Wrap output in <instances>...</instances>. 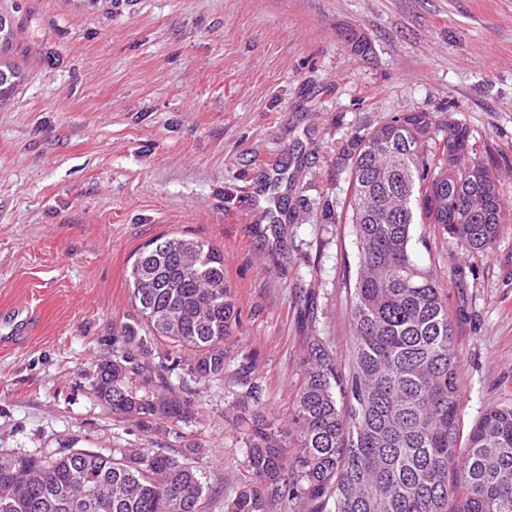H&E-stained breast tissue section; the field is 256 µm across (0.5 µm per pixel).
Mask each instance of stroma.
Segmentation results:
<instances>
[{
    "label": "stroma",
    "mask_w": 512,
    "mask_h": 512,
    "mask_svg": "<svg viewBox=\"0 0 512 512\" xmlns=\"http://www.w3.org/2000/svg\"><path fill=\"white\" fill-rule=\"evenodd\" d=\"M0 15L25 75L0 107V319L15 305L30 318L0 344V449L153 448L92 385L135 313L138 248L204 239L241 318L223 381L172 372L197 410L164 441L199 446L204 512H224L247 466L227 422L239 367L261 385L260 413L284 420L309 341L340 361L353 345L343 148L404 112L454 118L512 212V0H0ZM353 30L369 55L351 51ZM412 251L448 282L466 433L512 406V223L487 252L419 224Z\"/></svg>",
    "instance_id": "35a3bbf8"
}]
</instances>
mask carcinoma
Here are the masks:
<instances>
[{"label":"carcinoma","instance_id":"obj_1","mask_svg":"<svg viewBox=\"0 0 512 512\" xmlns=\"http://www.w3.org/2000/svg\"><path fill=\"white\" fill-rule=\"evenodd\" d=\"M347 42L372 52L355 31ZM18 78L0 61L1 103ZM468 145L466 126H441L428 112L394 116L351 144L344 220L360 257L351 351L341 365L322 341L308 343L286 426L255 419L260 386L247 383L231 422L248 425V476L225 512H294L296 503L306 512H450L451 501L455 512H512V407L487 409L458 453L461 362L448 283L411 247L415 225L435 224L463 251H490L508 223L498 175ZM152 244L127 275L137 316L113 338L94 385L113 416L147 434L196 415L169 372L224 380V338L240 316L215 246L178 236ZM198 451L0 453V512H203Z\"/></svg>","mask_w":512,"mask_h":512}]
</instances>
